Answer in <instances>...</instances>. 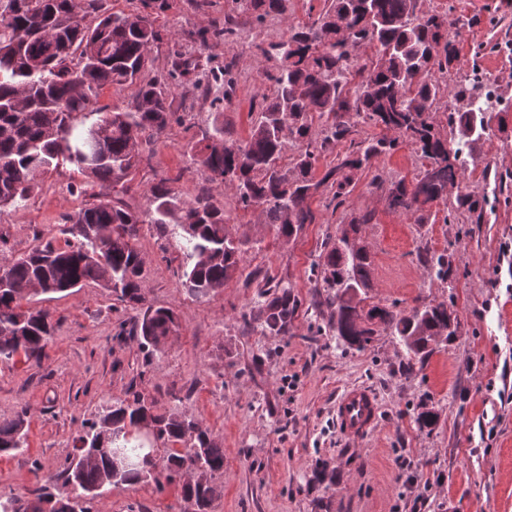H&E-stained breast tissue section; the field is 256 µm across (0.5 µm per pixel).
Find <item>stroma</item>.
<instances>
[{
  "label": "stroma",
  "instance_id": "1",
  "mask_svg": "<svg viewBox=\"0 0 512 512\" xmlns=\"http://www.w3.org/2000/svg\"><path fill=\"white\" fill-rule=\"evenodd\" d=\"M330 0H289L288 12L256 21L237 0H167L153 10L161 33L149 53L147 78L169 84L178 115L144 141L142 162L113 195L146 210L150 187L168 179L185 201L210 189L224 207L228 232L250 248L223 288L198 299L182 288L183 241L173 229L140 225L134 245L144 258L146 305L166 307L177 327L160 344H143L142 314L91 282L73 292L36 294L29 305L50 312L55 325L42 362L16 357L0 364V420L26 412V442L0 457V494L29 495L42 486L67 494L63 471L89 422L119 401L141 395L158 412L199 420L224 449V468L211 479L207 512H512V108L491 136L472 145V160L443 200L426 207L424 223L391 210L372 186L415 184L428 166L414 144L398 140L372 167L353 171L341 203L332 200L327 170L357 143L382 136L371 121L355 124L345 141L322 151V184L305 200L315 216L291 237L266 224L259 210L241 209L232 186L211 180L186 146L222 113L234 138L247 140L278 59H256L258 44L285 38L312 22ZM424 11L450 12L466 26L459 38L454 86L472 62L512 105V0H421ZM230 21L228 40L202 47L199 33ZM482 57H475V50ZM193 58L202 73L225 72L226 101H212L180 75ZM81 175L65 165L42 174L27 204L0 211V267L45 243L64 245L65 218L89 198L73 192ZM494 205L483 223L452 211L459 187ZM369 212L359 237L372 259L366 306L406 313L417 301L452 303L458 326L414 373L391 330H378L363 350L348 348L331 326L329 294L318 263L329 238ZM450 255L447 281L420 263L421 252ZM287 286L297 303L284 335L269 333L259 306L263 292ZM377 394L381 420L367 438L344 439L332 407L345 387ZM94 512H192L179 482L123 485L93 503Z\"/></svg>",
  "mask_w": 512,
  "mask_h": 512
}]
</instances>
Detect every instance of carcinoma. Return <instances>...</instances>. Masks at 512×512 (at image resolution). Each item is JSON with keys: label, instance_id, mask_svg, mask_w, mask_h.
I'll return each instance as SVG.
<instances>
[{"label": "carcinoma", "instance_id": "cac0c4a2", "mask_svg": "<svg viewBox=\"0 0 512 512\" xmlns=\"http://www.w3.org/2000/svg\"><path fill=\"white\" fill-rule=\"evenodd\" d=\"M240 2L258 12V21L288 11V0ZM72 8V0H0V210L23 206L37 177L61 164L76 166L85 177L83 194L96 185L103 189L124 182L141 163L143 138L162 132L175 117L169 111L167 87L144 76L151 46L161 39L149 15L103 14L89 26L84 15L99 12L98 0H87L80 17ZM450 24L456 25L452 37ZM464 26L446 12H422L419 0H331L329 10L312 23L291 28L279 42L255 46L263 57H280L282 66L270 76L274 93L262 99L249 139L225 137L224 123L216 118L212 130L188 145L189 152L211 173V180L236 189L243 208L261 209L266 223L289 238L315 220L311 209L297 200L346 168L371 166L396 146V140L384 136L363 142L322 181L313 182L323 147L344 140L351 119H368L418 145L430 162L411 188L403 180L389 188L374 184L388 197L390 209L406 215L422 212L457 183L467 169L465 152L491 131L498 117L499 100L483 92L490 80L474 63L455 93V98L468 100V107L448 113V125L460 132L456 147L432 133L430 112L443 94L439 76L455 68V35ZM367 45L378 47L377 59L356 55ZM75 69L84 77L80 92L71 83ZM114 85L135 87L134 106L127 110L116 105L99 113L96 123L108 130L90 140L83 118L93 114L98 90ZM315 117L324 120L323 137L316 144L308 139ZM290 140L306 146L288 169L280 160ZM93 197L96 202L68 219L76 242L68 240L63 247L49 243L0 270V280L7 283L0 288V363L19 354L41 362L54 335L49 312L22 307L28 297L24 288L32 281L43 284L44 294L94 281L122 303L133 307L144 301L139 284L143 260L132 244L139 224H171L181 231L186 243L182 285L196 298L223 287L247 251L248 241L226 231L224 207L208 193L187 203L163 178L151 186L143 212L102 191ZM487 204L469 192L456 196V208L475 214L477 224ZM371 221L370 212L354 218L350 229H338L321 255L323 281L336 289L329 297L332 326L344 344L359 350L372 342L377 328L391 330L408 352L406 372L411 374L438 337L454 334L457 314L445 303H423L407 315L362 306L371 288L370 256L364 246H351L348 240L349 231ZM295 311L286 287L261 305L265 328L275 334L288 333ZM175 327V313L163 307L146 309L138 324L140 336L151 345ZM25 416L23 412L0 421V455L24 444ZM147 416L157 424V439L174 445L163 467L168 480L181 477L190 463L204 467V481L184 482L181 491L196 512H206L214 492L210 477L224 469V448L197 421L158 414L154 404L139 396L114 406L81 437L79 455L94 449L97 456L66 468L70 495L59 497L45 487L32 499L0 495V512H92V502L103 489L155 478L158 464L143 462L151 447L138 433Z\"/></svg>", "mask_w": 512, "mask_h": 512}]
</instances>
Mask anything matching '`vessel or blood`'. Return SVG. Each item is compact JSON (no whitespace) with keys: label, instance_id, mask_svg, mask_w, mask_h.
<instances>
[{"label":"vessel or blood","instance_id":"b4317fda","mask_svg":"<svg viewBox=\"0 0 512 512\" xmlns=\"http://www.w3.org/2000/svg\"><path fill=\"white\" fill-rule=\"evenodd\" d=\"M333 413L341 434L351 440L358 439L370 434L377 426L379 400L369 387L352 385L337 395Z\"/></svg>","mask_w":512,"mask_h":512}]
</instances>
